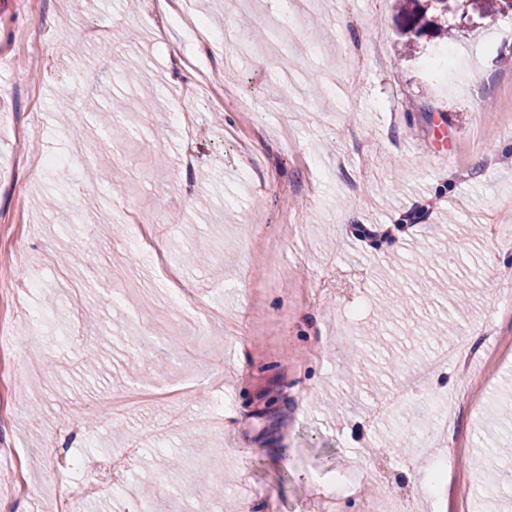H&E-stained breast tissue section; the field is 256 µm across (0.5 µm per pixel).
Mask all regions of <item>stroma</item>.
Here are the masks:
<instances>
[{
  "mask_svg": "<svg viewBox=\"0 0 512 512\" xmlns=\"http://www.w3.org/2000/svg\"><path fill=\"white\" fill-rule=\"evenodd\" d=\"M398 42L394 0H0V512H69L70 458L80 512H317L379 453L334 512H512V12L458 27L445 76L437 40ZM134 57L152 111H57ZM338 268L366 277L308 303ZM467 333L472 376L372 421ZM185 379L186 402L102 413ZM426 401L456 405L447 437ZM421 440L458 456L449 494L427 495ZM125 456L111 487L97 466Z\"/></svg>",
  "mask_w": 512,
  "mask_h": 512,
  "instance_id": "obj_1",
  "label": "stroma"
}]
</instances>
